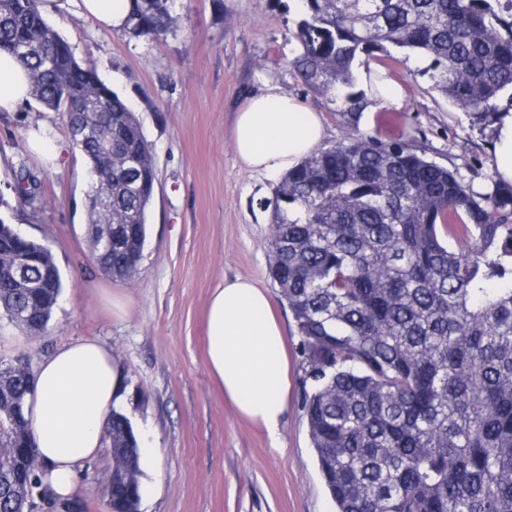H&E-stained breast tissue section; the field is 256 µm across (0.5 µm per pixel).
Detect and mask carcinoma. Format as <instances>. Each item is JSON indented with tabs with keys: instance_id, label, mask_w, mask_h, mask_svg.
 Instances as JSON below:
<instances>
[{
	"instance_id": "1",
	"label": "carcinoma",
	"mask_w": 512,
	"mask_h": 512,
	"mask_svg": "<svg viewBox=\"0 0 512 512\" xmlns=\"http://www.w3.org/2000/svg\"><path fill=\"white\" fill-rule=\"evenodd\" d=\"M294 71L343 101L349 132L314 150L274 188L269 275L293 312L302 410L336 512H512V184L478 194L409 144L359 134L367 105L354 62L386 45L431 59L433 88L485 129L511 91L512 0H301ZM43 0H0V51L29 68L32 97L80 127L91 177L89 240L99 270L140 267L155 191L152 147L127 103L46 22ZM175 0H134L133 38L179 27ZM29 169L16 193L31 204ZM119 237L106 248L105 230ZM463 242L448 248L444 236ZM33 243L0 220V316L45 331L63 288L52 252L12 279L9 255ZM32 355L0 358V399L25 404ZM113 512H139L140 451L112 411ZM0 421V512L56 498L35 449L16 456Z\"/></svg>"
}]
</instances>
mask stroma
I'll use <instances>...</instances> for the list:
<instances>
[{
    "mask_svg": "<svg viewBox=\"0 0 512 512\" xmlns=\"http://www.w3.org/2000/svg\"><path fill=\"white\" fill-rule=\"evenodd\" d=\"M299 0H176L181 26L135 40L73 13L49 18L77 59L94 61L100 78L124 98L153 147L158 184L148 215L141 270L134 282L97 268L87 236L88 166L71 143L63 113L28 100L0 113V220L48 244L64 288L47 329L33 337L0 320V357L41 361L59 346L94 339L111 349L125 381L121 408L144 449L140 512H336L320 475L301 408L302 369L293 313L269 276L270 213L278 176L245 170L233 147L237 113L271 87L322 116L324 144L347 132L338 104L311 92L291 68ZM406 91L396 136L364 112L360 134L420 147L480 194L493 189L491 131L436 91L427 59L391 48ZM53 127L64 155L44 164L28 130ZM39 175L37 207L13 186L21 167ZM242 277L265 288L288 341V412L278 439L243 419L207 369L204 324L223 280ZM120 297L125 314L112 310ZM112 454L102 448L78 478L82 512H107Z\"/></svg>",
    "mask_w": 512,
    "mask_h": 512,
    "instance_id": "obj_1",
    "label": "stroma"
}]
</instances>
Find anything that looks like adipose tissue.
<instances>
[{
  "mask_svg": "<svg viewBox=\"0 0 512 512\" xmlns=\"http://www.w3.org/2000/svg\"><path fill=\"white\" fill-rule=\"evenodd\" d=\"M73 10L115 31L123 30L132 0H44L42 13ZM31 97L23 62L0 51V112H15ZM319 113L275 91L253 95L238 112L234 141L249 170L279 174L298 165L320 143ZM490 165L495 178L512 183V111L494 126ZM207 368L238 414L278 438L290 391L286 338L268 294L251 280L224 281L213 292L205 323ZM124 391L122 371L111 351L95 340L63 345L44 359L27 397L39 457L50 468L55 497L72 498L86 460L96 456L112 409Z\"/></svg>",
  "mask_w": 512,
  "mask_h": 512,
  "instance_id": "1",
  "label": "adipose tissue"
}]
</instances>
